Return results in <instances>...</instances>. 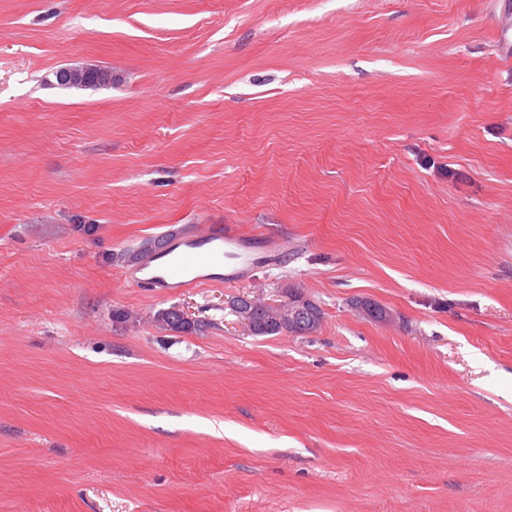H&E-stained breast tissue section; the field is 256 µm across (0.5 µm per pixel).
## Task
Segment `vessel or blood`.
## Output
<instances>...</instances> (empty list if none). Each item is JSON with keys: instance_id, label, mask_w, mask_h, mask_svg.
Instances as JSON below:
<instances>
[{"instance_id": "b4317fda", "label": "vessel or blood", "mask_w": 512, "mask_h": 512, "mask_svg": "<svg viewBox=\"0 0 512 512\" xmlns=\"http://www.w3.org/2000/svg\"><path fill=\"white\" fill-rule=\"evenodd\" d=\"M501 60L512 62V6L496 19ZM282 244L242 224H204L168 237L165 246L122 273L125 282L163 294L171 289L221 286L274 264Z\"/></svg>"}]
</instances>
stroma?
Wrapping results in <instances>:
<instances>
[{
  "instance_id": "1",
  "label": "stroma",
  "mask_w": 512,
  "mask_h": 512,
  "mask_svg": "<svg viewBox=\"0 0 512 512\" xmlns=\"http://www.w3.org/2000/svg\"><path fill=\"white\" fill-rule=\"evenodd\" d=\"M496 36L493 0H0V512H512ZM196 224L288 254L122 280ZM286 285L317 332L225 306ZM56 79L63 86H86L100 80L112 84V71L102 69L96 64L84 63L58 70Z\"/></svg>"
}]
</instances>
